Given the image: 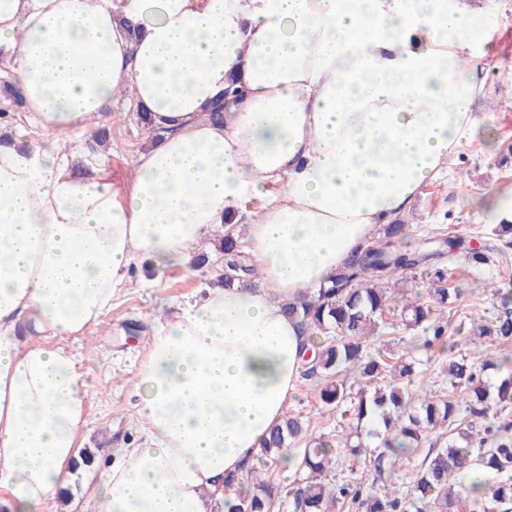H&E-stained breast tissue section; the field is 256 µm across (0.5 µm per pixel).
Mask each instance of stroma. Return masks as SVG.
Instances as JSON below:
<instances>
[{"instance_id":"stroma-1","label":"stroma","mask_w":512,"mask_h":512,"mask_svg":"<svg viewBox=\"0 0 512 512\" xmlns=\"http://www.w3.org/2000/svg\"><path fill=\"white\" fill-rule=\"evenodd\" d=\"M495 3L500 27L488 47L486 83L490 92L478 100L475 112L493 115L497 148L490 156L463 150L449 173L425 186L403 221L423 233L494 246L512 263V241L493 233L496 217L470 204L472 198L482 194L512 192V105L506 101L499 82L502 74H512V0ZM0 132L23 145L36 138L16 90L0 88ZM151 139L125 97H117L95 131L68 136L65 149L69 170L77 177H97L123 187L136 151ZM201 252L206 262L190 271L171 267L157 275L148 265L132 266L131 288L114 297L111 309L91 334L57 337V344L75 355L90 395L82 450L98 457L141 442L137 426L140 398L134 379L144 357V341L157 322L174 312L178 302L200 296L206 285L218 284L224 275V254L218 242L202 247ZM155 276L160 279L159 287H142V280ZM492 283L489 270L468 264L465 258L451 263L447 286L462 294L450 314L453 323H460L475 308L488 315L499 309ZM319 387L318 381L300 380L288 409L304 417L313 432L333 436L339 421L334 411L321 404Z\"/></svg>"}]
</instances>
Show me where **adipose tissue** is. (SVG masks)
<instances>
[{"instance_id":"1","label":"adipose tissue","mask_w":512,"mask_h":512,"mask_svg":"<svg viewBox=\"0 0 512 512\" xmlns=\"http://www.w3.org/2000/svg\"><path fill=\"white\" fill-rule=\"evenodd\" d=\"M499 25L469 0H0V48L50 133L0 137V512H59L72 486L89 395L55 337L89 334L132 264L191 268L257 199L258 280L206 289L151 331L143 443L98 474L102 512H224L225 477L281 422L311 345L286 303L472 144ZM122 93L156 133L125 186L68 175L53 133Z\"/></svg>"}]
</instances>
